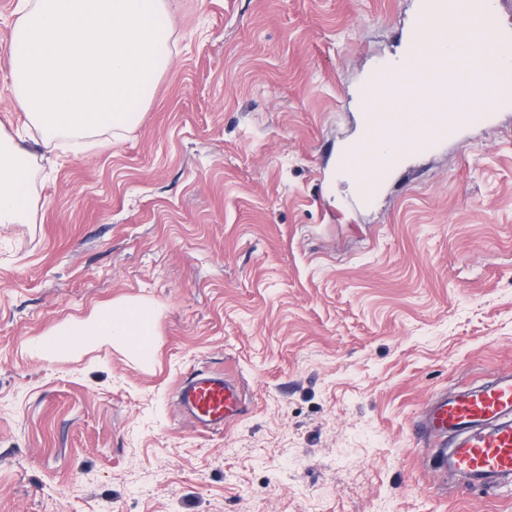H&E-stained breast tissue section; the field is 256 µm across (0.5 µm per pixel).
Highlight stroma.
<instances>
[{
  "label": "stroma",
  "instance_id": "1",
  "mask_svg": "<svg viewBox=\"0 0 512 512\" xmlns=\"http://www.w3.org/2000/svg\"><path fill=\"white\" fill-rule=\"evenodd\" d=\"M419 0H171L173 64L109 149L49 157L0 226V512H512L429 467L441 391L512 370V104L362 196L337 167ZM154 360L35 341L119 300ZM247 410L201 433L197 369ZM179 412L199 432L228 429L245 414L241 384L233 376L198 370L183 379L176 389Z\"/></svg>",
  "mask_w": 512,
  "mask_h": 512
}]
</instances>
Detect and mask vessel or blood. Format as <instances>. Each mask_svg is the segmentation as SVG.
<instances>
[{
    "instance_id": "vessel-or-blood-1",
    "label": "vessel or blood",
    "mask_w": 512,
    "mask_h": 512,
    "mask_svg": "<svg viewBox=\"0 0 512 512\" xmlns=\"http://www.w3.org/2000/svg\"><path fill=\"white\" fill-rule=\"evenodd\" d=\"M455 13V0H421L412 42L422 41L431 17L450 19ZM510 47L511 35L501 33L486 39L483 56L487 69L466 76L456 58L448 56L436 58L427 70L411 60L400 71L392 67L381 69L375 85L405 79L412 90L432 97L436 109L427 113L420 129L398 114L364 113L362 142L340 156L338 166L356 180L379 182L399 163L401 148L410 146L424 151L462 127L490 120L491 109L512 100V80L496 67ZM375 85L366 86L363 96H371ZM459 88L467 97L479 99L483 111H449L448 96ZM176 403L180 413L201 432L230 428L246 412L243 389L237 379L207 370L196 371L178 384ZM413 431L435 448V473H459L470 487L493 490L512 478V371L501 372L475 387L432 396Z\"/></svg>"
}]
</instances>
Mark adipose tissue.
Wrapping results in <instances>:
<instances>
[{
	"label": "adipose tissue",
	"mask_w": 512,
	"mask_h": 512,
	"mask_svg": "<svg viewBox=\"0 0 512 512\" xmlns=\"http://www.w3.org/2000/svg\"><path fill=\"white\" fill-rule=\"evenodd\" d=\"M457 10V20L438 19L429 29L425 59L446 54L481 61L479 45L469 38L477 20L468 13V0H457ZM12 17L10 46L0 65L18 110L44 146L104 148L142 122L157 79L173 61L165 0H18ZM362 109L424 120L420 100L400 83L379 87ZM32 159L0 130L1 225L32 219ZM154 327L146 303L120 301L62 323L36 348L57 356L109 344L148 363Z\"/></svg>",
	"instance_id": "obj_1"
}]
</instances>
